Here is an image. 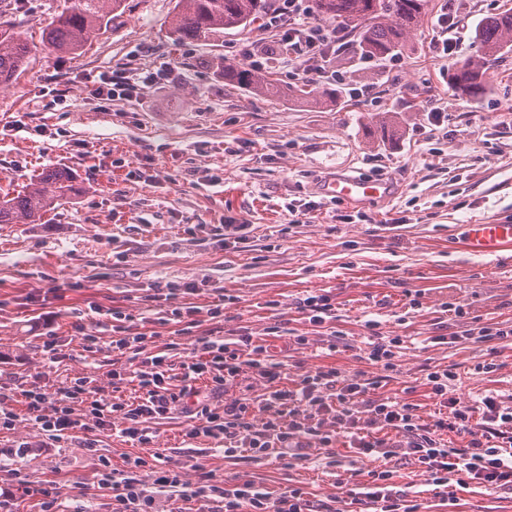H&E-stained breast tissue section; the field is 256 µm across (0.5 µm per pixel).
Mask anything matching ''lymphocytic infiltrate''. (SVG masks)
<instances>
[{"label":"lymphocytic infiltrate","instance_id":"lymphocytic-infiltrate-1","mask_svg":"<svg viewBox=\"0 0 512 512\" xmlns=\"http://www.w3.org/2000/svg\"><path fill=\"white\" fill-rule=\"evenodd\" d=\"M263 28L277 31L289 56L309 62L308 72L317 80L332 78L328 52L341 30L317 20L310 0H279ZM83 318V312H76L73 328L85 351L95 354L107 347L133 355V364L111 373V386L136 384L133 398H114L111 386L92 375L70 378L52 390L34 380L20 395L29 421L50 444L67 441L78 431L92 450L96 432L110 428L139 447L151 448V456L126 457L120 470L102 458L97 488L111 493L112 512H164L163 503L172 495L216 497L224 512H334L298 487L275 495L249 480L217 482L208 472L198 473L196 482L185 481L181 470L166 464L162 452L153 451L156 435L150 427L151 421L180 408L191 415L187 437L214 440L228 458L245 453L256 461L306 463L329 447L342 428L358 453L410 461L435 488L444 490L450 482L467 478L512 490V411L501 410L494 397L483 398L481 423H473L470 407L455 406L449 416L429 424L414 406L371 397L373 383L339 380L332 368L281 386V363L271 361L266 346L249 336L202 337L195 355L176 365L169 356L154 353L152 338L141 333L103 344L100 337L86 334ZM249 373L265 385L254 403L229 394ZM444 430L467 432V446L447 447L440 436ZM392 478L391 469L373 470L369 482L351 492L352 504L368 512H417Z\"/></svg>","mask_w":512,"mask_h":512}]
</instances>
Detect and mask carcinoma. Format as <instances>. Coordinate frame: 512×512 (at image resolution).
<instances>
[{"mask_svg":"<svg viewBox=\"0 0 512 512\" xmlns=\"http://www.w3.org/2000/svg\"><path fill=\"white\" fill-rule=\"evenodd\" d=\"M68 6L43 30V39L59 52H77L93 37L109 32L125 13L126 0H66ZM11 0H0V87L24 71L30 48L7 19ZM317 15L356 33L361 53L370 58L398 54L408 35L430 10V0H313ZM270 0H177L171 18L174 37L182 41L218 43L224 32L242 33L261 20ZM483 56L463 61L448 74V83L470 99L485 94L487 71L505 50H512V10L487 17L478 31ZM224 80L266 97L285 93L265 71L226 63ZM75 177L66 169L42 172L21 193L0 199V224H39L55 205L77 195Z\"/></svg>","mask_w":512,"mask_h":512,"instance_id":"1","label":"carcinoma"}]
</instances>
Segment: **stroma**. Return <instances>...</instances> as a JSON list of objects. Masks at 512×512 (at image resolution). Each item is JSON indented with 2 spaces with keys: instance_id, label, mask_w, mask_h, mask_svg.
I'll use <instances>...</instances> for the list:
<instances>
[{
  "instance_id": "1",
  "label": "stroma",
  "mask_w": 512,
  "mask_h": 512,
  "mask_svg": "<svg viewBox=\"0 0 512 512\" xmlns=\"http://www.w3.org/2000/svg\"><path fill=\"white\" fill-rule=\"evenodd\" d=\"M65 0H14L12 21L31 45L29 66L0 88V194L17 195L47 168L73 173L81 194L47 213L43 224H0V391L19 393L33 377L56 388L92 374L109 382L111 353L91 354L70 317L88 302L102 306L87 331L111 341V310L129 314L131 334L152 336L157 348L180 340L193 355L198 338L234 329L265 339L283 365L285 384L320 368L345 380L378 379L377 395L416 405L429 423L446 413L426 384L428 372L456 374L447 397L478 407L492 395L512 408V344L462 338L466 329L512 324V247L477 258L464 248L467 225L512 221V52L487 73V90L472 101L448 84V73L483 54L478 29L512 0H453L439 29L429 15L401 54L385 60L354 45L334 48L330 82L315 81L336 105L271 99L225 85L223 62L246 61L273 71L282 84L307 78L278 50L270 33H225L222 45L176 42L169 30L175 0H127L109 33L75 54L46 47L42 32ZM447 39L448 55L436 50ZM250 57H242L243 48ZM167 68L170 78L116 100L96 95L116 72L145 76ZM391 177L389 197L353 205L327 197L336 173ZM314 201L304 222L288 210ZM227 224L245 225L241 247L225 246ZM191 283L177 306H195L201 324L178 335L175 323L142 318L147 288ZM223 289L224 310L210 318L211 289ZM330 293L336 331L325 341L297 310L313 293ZM278 308H268V301ZM463 305V316L449 304ZM375 340L402 341L391 376L367 359L368 320ZM308 337L305 346L297 337ZM54 340L61 363L48 362ZM495 363L493 372L481 367ZM14 430L0 433L10 452L0 487L17 493L15 512H40L38 498L18 493L20 480L52 484L58 512H112L98 491V456L113 467L137 447L104 430L98 455L82 434L63 447L45 446L22 401ZM188 417L153 421L158 448L188 480L197 469L252 479L272 493L299 486L329 505L345 497L347 479L364 482L377 460L352 452L337 436L326 456L334 466L228 458L186 436ZM394 482L419 512H512V491L474 480L450 483L435 496L415 465L392 460Z\"/></svg>"
}]
</instances>
